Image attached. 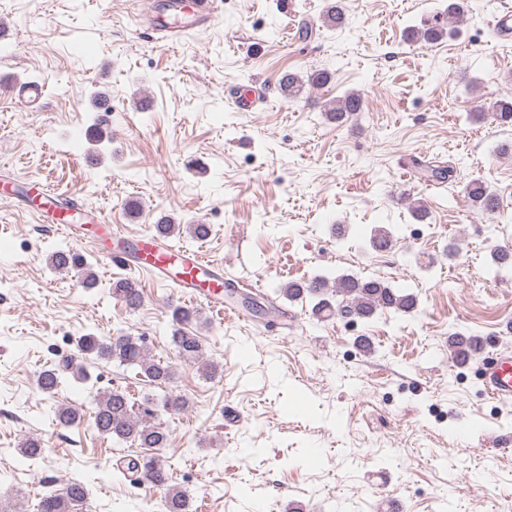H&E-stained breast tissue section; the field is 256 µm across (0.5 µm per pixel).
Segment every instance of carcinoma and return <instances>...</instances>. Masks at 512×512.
Instances as JSON below:
<instances>
[{"label":"carcinoma","mask_w":512,"mask_h":512,"mask_svg":"<svg viewBox=\"0 0 512 512\" xmlns=\"http://www.w3.org/2000/svg\"><path fill=\"white\" fill-rule=\"evenodd\" d=\"M469 11L468 0H448L446 16H437L426 28L409 29L407 36L419 43H435L449 33L450 20L458 19ZM325 26L342 29L347 25V17L341 0H326L322 13ZM333 80L329 71L315 70L302 77L296 73H285L279 79L282 94L289 99H297L305 92L325 86ZM364 98L358 92H349L343 97L325 104L329 119L340 126L349 118L363 111ZM493 118L502 124H512V95L506 94L496 100L491 109ZM419 175L436 181H452L456 171L453 166L423 165ZM470 207L486 215L499 210V200L483 181L473 179L464 189ZM370 245L375 251H386L392 247V236L384 228L372 232ZM53 268L64 270L77 268L83 275V284H95L94 274L85 257L70 250H58L51 255ZM290 301L315 300L312 315L318 320L340 317L353 320L368 319L379 310L393 309L401 313H411L417 306L416 297L394 289L379 279L361 280L342 276L331 282L325 277H316L308 282H290L274 289ZM112 295L120 299L128 308L140 306L142 297L137 284L129 279H121L113 284ZM171 342L179 358L199 364L204 374L213 377L217 367L205 359L204 348L199 336L186 330V326L198 320V311L184 306L172 307ZM482 340L477 336L455 332L448 336V349L453 360L464 364L472 359ZM80 358L85 360L117 361L119 364L137 370V375L156 385H166L173 378L172 366L150 355L146 338L121 334L104 337L85 333L77 340ZM83 374L81 365L75 358L66 356L59 359L51 368L41 372L37 379L39 389L48 395L55 393L62 377L67 374ZM189 406L188 400L170 393L157 400L147 396L142 401H131L128 393L114 387L102 391L94 399L90 412L92 428L100 436L110 437L117 443H130L147 450L145 454H132L115 468L112 478L139 486L147 481L162 492L164 512H188L187 494L172 483L170 466L161 454L169 442V427L159 418L160 412L181 413ZM58 423L64 427L81 421L83 408L61 404L55 411ZM42 443L34 438L26 440L19 448L21 462H34L43 456ZM87 488L81 481H73L62 491L44 493L38 503V512H84Z\"/></svg>","instance_id":"carcinoma-1"}]
</instances>
